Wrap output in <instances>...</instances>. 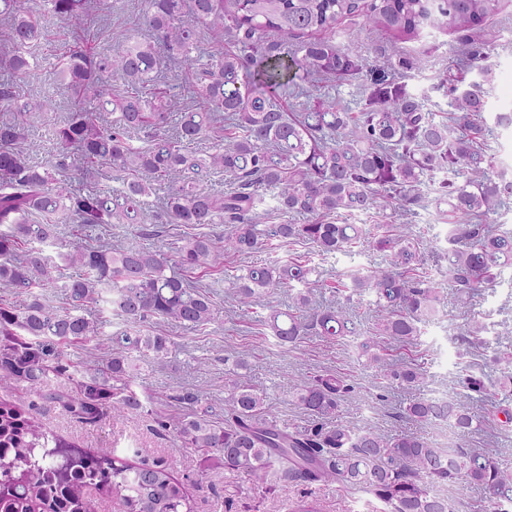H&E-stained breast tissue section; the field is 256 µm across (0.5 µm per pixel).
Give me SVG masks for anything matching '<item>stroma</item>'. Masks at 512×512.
Returning <instances> with one entry per match:
<instances>
[{"label": "stroma", "instance_id": "obj_1", "mask_svg": "<svg viewBox=\"0 0 512 512\" xmlns=\"http://www.w3.org/2000/svg\"><path fill=\"white\" fill-rule=\"evenodd\" d=\"M145 0H105L99 14L89 28L95 34L96 47L111 51L121 50L130 38H141L147 33L144 16ZM46 23L55 40L32 49L41 64L38 74L25 79L24 91L49 93L56 102L50 122L29 129L30 157L33 162L48 164L55 152L53 130L65 117L70 100L67 92L53 85L49 74L57 62L61 43L73 42L74 34L57 18L47 17ZM338 40L343 50L366 58L369 69L352 82H327L323 93L344 98L349 105L359 103L363 89L376 81L406 86L423 98L434 112H452L451 89H462L469 74L465 61L471 54L483 57L493 71V84L488 96L489 112H512V0H503L497 16L475 30L448 32L426 27L417 36L407 38L397 33L364 25L362 21L346 22L340 27ZM437 182H427L422 191V203L410 209L393 206L384 211L372 210L363 214L339 216L342 224H360L376 230L378 225H412L423 243L442 236L448 222V207L438 201ZM188 232L180 224L166 225L159 237H144L115 224L94 227L93 235L119 245L153 247L171 251L174 242ZM278 255L287 260L304 256L318 271L315 298L331 303L357 319L365 332H373L378 310L358 301H346L334 296L327 284L336 278H349L359 269L384 266L386 254L367 250L339 253L323 257L306 241L284 243ZM422 273L439 289L444 298L441 314L422 327L421 346L400 349L397 360L413 359L427 372L425 387L435 389L448 397L462 400L470 412L484 418L483 427L467 435H459L445 421L421 427L404 417L402 410L412 396L410 389L388 384L375 370L358 365L346 341H329L317 336L307 337L294 349L277 348L261 334L253 310L238 307L225 288L214 289L212 299L218 311L214 323L205 330L196 331L182 324L152 317L138 322L137 330L169 336L173 343L169 362L161 367L141 366L140 382L150 390L152 401L144 411L101 418L87 424L65 412L55 402L44 400L27 391L12 395L16 404L56 434L87 449L148 448L158 458L178 461L175 476L184 480L194 504V512H288L291 499H301L314 512H344L347 492L334 486L298 485L280 493H271L264 487L247 483L233 472H219L202 476L199 458L183 446L172 431L162 430L159 419L173 422L191 407L181 397L197 390L209 400H224V377L227 360L241 349H251L253 357L247 377L253 385L268 394L269 408L278 425L294 430L307 425L308 416L292 400L289 390L301 378L325 373L344 377L348 391L341 405L340 420L352 429L373 425L381 432L394 435L421 431L433 447L445 448L453 443L463 449L483 454L503 468L512 467V424L506 425L487 418L484 401L469 398L464 386L465 364H473L474 374L497 377L491 361L492 353L475 347H463L461 339L472 320H480L489 331L512 325V269L502 272L493 289L467 298L452 288L445 265L426 261Z\"/></svg>", "mask_w": 512, "mask_h": 512}]
</instances>
